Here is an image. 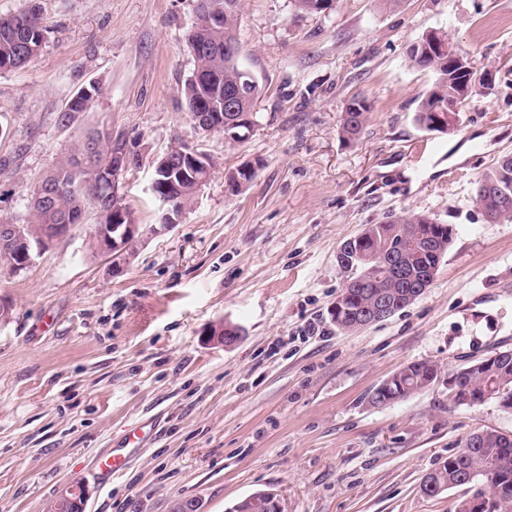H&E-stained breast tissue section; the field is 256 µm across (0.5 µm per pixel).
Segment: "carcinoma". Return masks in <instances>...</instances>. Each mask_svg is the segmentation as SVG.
<instances>
[{
    "instance_id": "cac0c4a2",
    "label": "carcinoma",
    "mask_w": 512,
    "mask_h": 512,
    "mask_svg": "<svg viewBox=\"0 0 512 512\" xmlns=\"http://www.w3.org/2000/svg\"><path fill=\"white\" fill-rule=\"evenodd\" d=\"M326 0H292L296 12L304 15H320L327 10ZM241 0H199L198 16L207 15L211 24L194 26L187 35V46L199 41L206 44L209 51L194 57L195 68L185 81L181 94L189 113L198 108L209 112L224 113L227 137L230 145L239 144L247 138L252 128L246 124L252 115L261 86L256 83L246 86V95L237 100V112H224V94L236 90L243 84L246 68L239 62V52H224V39L235 40L234 32L239 19ZM45 38V28L36 7L14 15H0V70L18 69L38 56ZM448 35L438 31V35L426 33L409 50L410 61L436 75L431 89L420 101L415 114L416 123L430 131L438 132L436 124L448 118V107L456 104L458 87L463 84L469 72L463 66H456L448 60V51L443 49ZM89 94L78 91L66 104L59 121L69 126L74 113L87 112L99 95V86L89 85ZM370 111L367 100L355 96L345 106L342 134L349 141H356L368 120ZM96 140L98 160H107L112 153V139L93 128L76 147L74 153L60 161L46 176L57 188L53 203L44 205L35 200L30 204L28 238L34 240L48 233L55 224L82 218L87 209L96 210L98 223H112L114 199L112 190L104 189L101 171L90 169L81 173L74 171L78 158L83 154L85 144ZM158 183L174 181L180 190L168 196L170 206L185 210L195 197L193 182L179 179L178 168L155 169ZM505 185L512 195V159L507 164H496L485 172L477 182L476 201L486 212L498 221H512V206L504 211L497 210L492 202V194ZM452 240V227L440 224L425 215L404 216L382 224H370L352 238L350 251L344 259L351 262L355 271L347 276L342 288L340 307L331 312L333 324L341 332L359 329V315L372 305L379 296L388 298L401 311L408 306L409 288L396 279L388 270L389 265L406 268L416 275H426L439 267L448 252ZM456 392L451 399L463 403L466 396L485 391H509L512 393V352L500 359L474 367L462 368L453 372ZM438 378L437 367L421 361L410 367V373L391 386L376 392L371 399L375 406L393 404L428 388ZM505 455L512 457V436L493 430H482L470 434L460 450L442 463L435 471L436 481L448 487L466 485V479L474 476V482L483 483L484 474L491 471ZM490 498L502 505L499 512H512V469L498 474L487 487Z\"/></svg>"
}]
</instances>
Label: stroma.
I'll use <instances>...</instances> for the list:
<instances>
[{
	"instance_id": "obj_1",
	"label": "stroma",
	"mask_w": 512,
	"mask_h": 512,
	"mask_svg": "<svg viewBox=\"0 0 512 512\" xmlns=\"http://www.w3.org/2000/svg\"><path fill=\"white\" fill-rule=\"evenodd\" d=\"M34 5L39 55L0 71V222L26 223L35 184L108 124L139 155L121 196L143 235L113 270L89 248L90 211L24 272L0 265L12 307L0 323V512H49L138 424L149 438L109 487L86 482L85 512H174L190 498L227 512L266 489L284 512H452L463 488L429 497L424 476L474 431L512 434V412L456 404L447 384L512 350V222H487L476 202L478 179L512 153V0H335L316 16L242 0L240 62L262 96L254 133L234 146L199 134L180 94L196 0H0V15ZM436 29L492 78L444 133L414 120L435 76L407 57ZM92 83L90 112L62 126ZM356 94L370 112L349 142L341 119ZM175 141L202 145L216 167L181 223L155 233L148 188ZM245 162L256 177L228 191ZM402 214L453 228L432 285L384 321L338 331L340 245ZM220 321L242 339L208 343ZM311 322L323 335L303 336ZM421 361L438 366L435 383L370 404ZM87 89L90 94L83 95V92ZM99 86L90 84L89 88L80 89L66 104L65 111L59 115V121L63 126H69L74 120L75 112H88L94 102L96 96L99 95Z\"/></svg>"
}]
</instances>
